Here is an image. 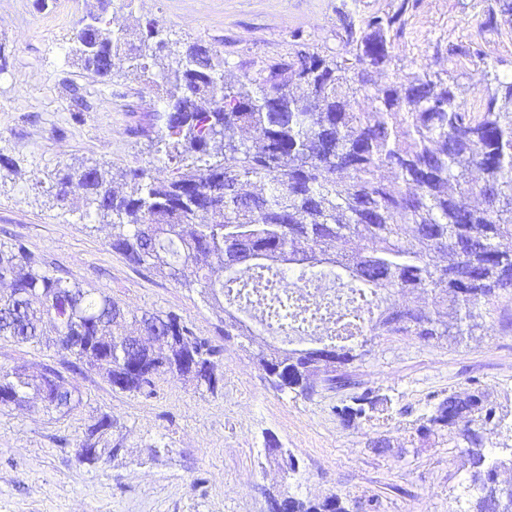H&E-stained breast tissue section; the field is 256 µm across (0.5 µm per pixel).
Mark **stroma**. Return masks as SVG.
<instances>
[{
	"instance_id": "35a3bbf8",
	"label": "stroma",
	"mask_w": 512,
	"mask_h": 512,
	"mask_svg": "<svg viewBox=\"0 0 512 512\" xmlns=\"http://www.w3.org/2000/svg\"><path fill=\"white\" fill-rule=\"evenodd\" d=\"M95 0H0V245L22 241L70 282L112 297L126 311L173 312L223 346L217 394L186 378L160 376L145 397L112 387L95 369L72 372V355L51 343L0 339V368L39 375L59 370L76 389L70 411L40 401L0 406V512H269L270 495L320 500L338 494L350 512H467L472 468L459 426L423 437L434 407L452 392L482 389L501 417L482 429L489 454L512 448V290L482 308L473 335L424 342L402 333L373 337L349 365L350 383L317 382L305 398L274 390L254 355L276 341L224 337L223 311L182 282L132 266L110 247L112 226L72 187L56 197L60 170L99 166L121 178L159 161L157 111L163 103L151 73L120 62L105 82L67 52ZM400 0H110L113 26L160 21L170 39L221 52L225 80L266 76L296 46L345 55L346 22L395 11ZM496 0H415L395 43L398 69L452 73L456 102L472 107L480 70L449 46L479 42L500 73L512 72V14ZM371 390L383 406L351 424L337 406ZM112 427L100 447L116 449L94 464L78 459L101 414ZM292 454L285 472L275 449Z\"/></svg>"
}]
</instances>
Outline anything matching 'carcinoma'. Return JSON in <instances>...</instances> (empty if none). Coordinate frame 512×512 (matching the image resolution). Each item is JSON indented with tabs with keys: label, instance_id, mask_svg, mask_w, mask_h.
Returning a JSON list of instances; mask_svg holds the SVG:
<instances>
[{
	"label": "carcinoma",
	"instance_id": "obj_1",
	"mask_svg": "<svg viewBox=\"0 0 512 512\" xmlns=\"http://www.w3.org/2000/svg\"><path fill=\"white\" fill-rule=\"evenodd\" d=\"M409 7L410 0H401L392 13H376L358 27L347 23L350 63L301 49L269 65L260 81L228 84L218 50L197 43L173 50L156 21L138 31L115 30L104 0H97L69 52L109 81L117 59L157 70L164 156L190 162L164 181L146 169L131 170L122 191L99 167L59 172L57 195L66 198L78 182L95 214L112 217L113 251L200 288L217 306L224 284L206 271L251 253L255 259L243 270L262 275L286 255V264L302 274L329 264L336 278L367 291L372 336L400 332L428 342L472 335L481 307L512 288V249L501 247V240L512 239V76L485 66L478 103L467 109L456 104L450 78L427 68L398 72L394 41ZM448 55L480 63L488 58L472 44L453 46ZM360 95L371 100V111H356ZM199 213L208 223L194 222ZM347 238L362 241L361 250L327 256L331 243ZM189 264L202 272L191 282L181 280ZM241 271L227 272L225 281H237ZM6 280L0 337L39 344L51 334L59 349L114 384L127 379L134 363L155 367L136 395H152L156 379L167 373L217 392L224 349L196 335L180 316L144 312L141 336H129L117 302L69 283L17 241L0 248V282ZM395 293L418 302L386 307ZM146 336H164L166 344L156 350ZM335 350L324 358L311 349H261L255 358L275 390L308 396L318 377L339 383L342 368L360 357L352 347ZM52 373L37 379L0 369V391L17 406L35 399L68 411L80 398L67 390L56 394ZM383 401L365 391L336 415L349 424ZM473 415L486 424L499 419L478 388L449 394L420 431ZM460 436L477 490L468 512H512V479H500L512 471V457L487 460L481 432L468 425ZM288 512L348 509L334 494L321 502L290 497Z\"/></svg>",
	"mask_w": 512,
	"mask_h": 512
}]
</instances>
